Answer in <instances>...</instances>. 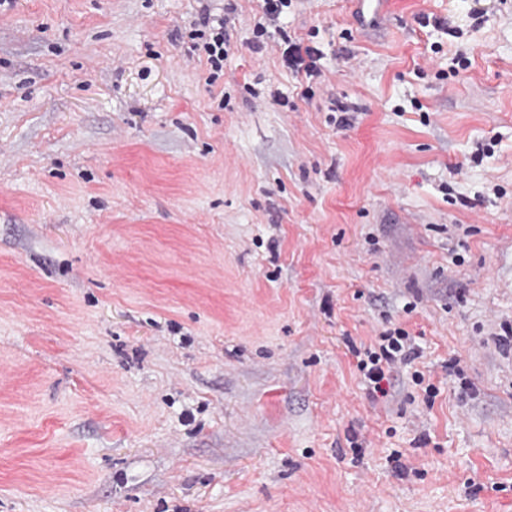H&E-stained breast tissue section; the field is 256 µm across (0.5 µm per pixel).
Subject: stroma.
<instances>
[{
  "instance_id": "obj_1",
  "label": "stroma",
  "mask_w": 512,
  "mask_h": 512,
  "mask_svg": "<svg viewBox=\"0 0 512 512\" xmlns=\"http://www.w3.org/2000/svg\"><path fill=\"white\" fill-rule=\"evenodd\" d=\"M226 1L0 10V512H512V0ZM262 19L263 23L258 22L255 26L256 37L260 38L270 33L272 28L282 36L284 47L281 50V60L284 67L296 75L302 73L307 78H312L320 74L317 65L320 53L317 48L306 46L303 48L301 43L292 41L282 30V20L292 0H263ZM224 10V15L205 13L199 23V26L204 29H198L195 33L199 39H205L202 48L206 55V63L212 71L210 79H214L216 74L223 70L224 58L228 52L226 49L227 27L231 20L230 15L236 11V8L234 4L228 3ZM366 357L367 360H361L359 367L375 388L385 376L384 368L391 370L399 365H409L421 357V351L403 330L394 329L380 335L377 346L373 350L368 349Z\"/></svg>"
}]
</instances>
